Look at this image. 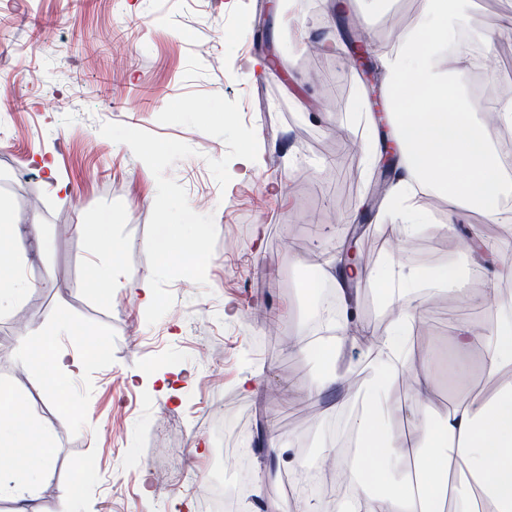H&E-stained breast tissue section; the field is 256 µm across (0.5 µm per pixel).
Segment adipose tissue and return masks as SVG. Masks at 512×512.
<instances>
[{"instance_id": "obj_1", "label": "adipose tissue", "mask_w": 512, "mask_h": 512, "mask_svg": "<svg viewBox=\"0 0 512 512\" xmlns=\"http://www.w3.org/2000/svg\"><path fill=\"white\" fill-rule=\"evenodd\" d=\"M456 33L438 0H425L418 24L400 30L383 55L399 121L395 141L403 176L396 198L405 217L400 231L406 241L425 228L414 187L449 195L459 211L481 210L492 224L499 220L501 199L512 195V178L501 175L490 139L452 80L472 67L469 57L448 52ZM80 230L96 245L93 278L108 286L117 255L112 226L84 224ZM29 261L10 206L0 199V311L19 302L27 286L20 271ZM322 276L333 284L340 308L334 340L316 346L319 370L309 395L321 396L348 381L352 369L341 361L346 348L358 349L365 359L373 357L372 347L347 333L348 286L361 278L399 309L384 334L400 362L381 365V378L365 397L372 401L394 392L402 375L413 378L417 391L414 403L395 401L394 420H378L368 411L351 419L360 442L357 453L320 445L316 456L300 457L298 467L307 470L316 467L317 455L333 454L337 472L353 485L352 499L334 500L330 512H512V304L502 302L499 278L487 280L478 292L481 306L495 312L493 324L479 333L472 323L459 322L450 338L460 353L480 347V370L490 392L460 397L448 412L421 427L416 423L419 404L434 390L436 373L408 347L426 301L418 281L401 277L392 261L378 268L344 265ZM50 439L49 427L32 419L23 399H0V446L18 451L14 466L0 468V498L10 497L15 512H38L34 492L52 467Z\"/></svg>"}]
</instances>
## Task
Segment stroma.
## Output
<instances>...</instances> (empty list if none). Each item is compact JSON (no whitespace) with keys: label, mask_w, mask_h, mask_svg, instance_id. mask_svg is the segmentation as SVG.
Segmentation results:
<instances>
[{"label":"stroma","mask_w":512,"mask_h":512,"mask_svg":"<svg viewBox=\"0 0 512 512\" xmlns=\"http://www.w3.org/2000/svg\"><path fill=\"white\" fill-rule=\"evenodd\" d=\"M306 0H0V83L13 97L0 105V196L19 230L44 226L40 261L25 275L33 289L0 315V387L24 398L33 419L52 428L54 467L36 492L40 512H200L203 479L215 465L214 425L224 427V461L252 445L251 498L242 512H273L288 498L298 443L313 445L336 417L335 391L305 390L311 365L299 348L269 353V332L295 339L317 315L308 289L335 265L345 221L361 220L365 247L397 226L390 194L363 217L379 170L360 149L375 123L372 91L346 69L342 52L327 55L340 83L316 79L309 47L331 29L311 18ZM423 0H354L381 57L394 29L416 25ZM512 16V0H470L458 21L512 76V45L490 39L493 22ZM95 59L94 69L83 66ZM248 175L230 171L244 152ZM53 165L38 173V158ZM261 199L255 209L253 199ZM419 205L433 229L398 258L405 272L463 267L471 229L503 236L512 210L487 223L466 213L458 231H438L455 208L423 191ZM202 233L201 268L189 256L161 259L151 247L169 208ZM111 217L119 254L112 294L89 275L93 258L78 222ZM48 287H40L44 272ZM149 276L151 307L126 288ZM419 354L448 346L447 323L459 313L451 290L427 285ZM66 317L70 330L55 349L77 361L48 381L50 362L26 345L34 329ZM175 379L179 397L153 377ZM256 389L242 391L241 378ZM285 443L273 451L269 438ZM83 470L80 491L67 493Z\"/></svg>","instance_id":"35a3bbf8"}]
</instances>
